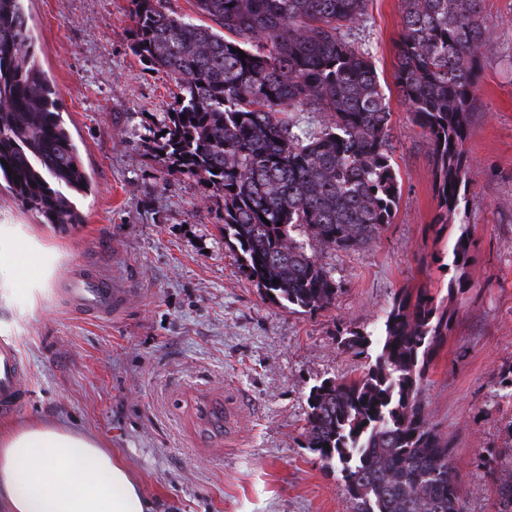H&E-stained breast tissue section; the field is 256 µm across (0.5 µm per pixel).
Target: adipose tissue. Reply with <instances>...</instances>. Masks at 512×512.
<instances>
[{
	"label": "adipose tissue",
	"mask_w": 512,
	"mask_h": 512,
	"mask_svg": "<svg viewBox=\"0 0 512 512\" xmlns=\"http://www.w3.org/2000/svg\"><path fill=\"white\" fill-rule=\"evenodd\" d=\"M0 512H151V503L97 437L26 419L0 430Z\"/></svg>",
	"instance_id": "1"
}]
</instances>
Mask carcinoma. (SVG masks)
I'll return each mask as SVG.
<instances>
[{
    "mask_svg": "<svg viewBox=\"0 0 512 512\" xmlns=\"http://www.w3.org/2000/svg\"><path fill=\"white\" fill-rule=\"evenodd\" d=\"M165 2L131 0L134 53L180 90L154 134L159 162L224 192L225 243L267 295L301 313L327 310L340 285L294 233L360 250L392 223L401 197L389 99L372 57L344 33L368 0H196L198 23ZM405 2L393 82L428 142L434 223L446 224L468 186L465 145L490 38L484 0ZM299 112L323 113V128H304ZM1 182L46 224L83 223L76 199L90 182L37 59L26 0H0ZM469 252L463 222L453 247L460 290ZM447 334L448 312L426 289L403 291L379 335L340 336L355 356L379 347L365 370L311 387L307 447L338 471L354 512H464L453 445L420 398ZM493 470L508 473L495 485L496 512H512V448Z\"/></svg>",
    "mask_w": 512,
    "mask_h": 512,
    "instance_id": "obj_1",
    "label": "carcinoma"
}]
</instances>
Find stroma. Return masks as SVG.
Masks as SVG:
<instances>
[{
    "mask_svg": "<svg viewBox=\"0 0 512 512\" xmlns=\"http://www.w3.org/2000/svg\"><path fill=\"white\" fill-rule=\"evenodd\" d=\"M43 68L92 182L84 223H43L0 186V248L35 242L47 276L27 291L0 271V340L16 344L31 385L19 419L95 434L141 479L153 512H352L337 476L307 448L306 396L360 374L339 331L380 328L404 288L429 289L448 335L421 391L454 443L465 512H493L488 461L512 446V0H485L491 38L466 143L458 216L438 211L431 155L389 92L401 198L392 224L355 252L313 251L342 288L335 306L299 313L263 296L224 243V196L167 174L151 132L177 88L131 50L130 0H29ZM404 0H370L351 32L392 83ZM471 232L470 287L452 290L460 222ZM92 268L128 289L123 311L90 318L61 278ZM232 405L228 430L202 424L206 397Z\"/></svg>",
    "mask_w": 512,
    "mask_h": 512,
    "instance_id": "35a3bbf8",
    "label": "stroma"
}]
</instances>
